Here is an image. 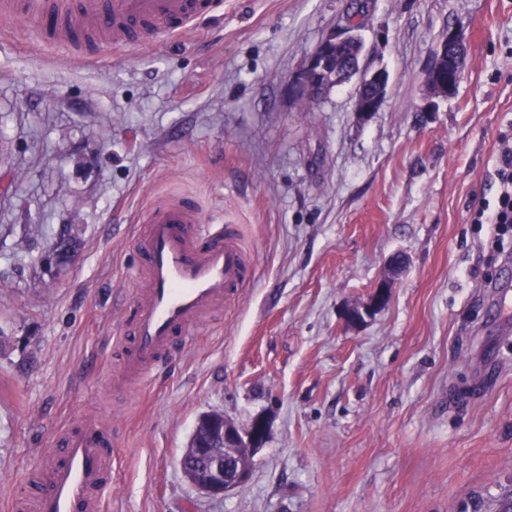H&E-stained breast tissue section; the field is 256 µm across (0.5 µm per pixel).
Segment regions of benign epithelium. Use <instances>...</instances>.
<instances>
[{
	"label": "benign epithelium",
	"mask_w": 512,
	"mask_h": 512,
	"mask_svg": "<svg viewBox=\"0 0 512 512\" xmlns=\"http://www.w3.org/2000/svg\"><path fill=\"white\" fill-rule=\"evenodd\" d=\"M356 27L351 24L339 30H332L320 41L307 58L299 73L288 83V94L296 104H302L315 96L318 87L326 85L330 71L336 65V46L355 36ZM464 37L459 29L448 31L441 41L454 51V57L460 58L463 52ZM346 80L357 78L355 88L356 112L369 116L379 110L384 95L369 99L363 95V88L370 83L387 85L388 76L383 69L368 70L355 65L345 73ZM427 89L435 98L445 97L456 87L453 79H443L437 63H432L425 80ZM392 277L381 280L365 304H352L345 309V320L358 325L365 321L374 310L382 307L389 298ZM210 424L204 442L194 445L198 464H188L181 459V468L189 476L200 475L203 480L196 487L211 495L222 496L224 493L239 488L250 478V454L263 444L266 435V423L255 419L245 429L222 413H209Z\"/></svg>",
	"instance_id": "obj_1"
}]
</instances>
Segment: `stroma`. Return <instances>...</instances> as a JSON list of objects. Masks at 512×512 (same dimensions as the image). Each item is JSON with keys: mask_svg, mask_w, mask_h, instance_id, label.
I'll list each match as a JSON object with an SVG mask.
<instances>
[{"mask_svg": "<svg viewBox=\"0 0 512 512\" xmlns=\"http://www.w3.org/2000/svg\"><path fill=\"white\" fill-rule=\"evenodd\" d=\"M350 4L220 0L183 34L77 62L0 25V512L90 418L115 438L103 512H494L512 491V316L491 291L512 262L470 221L512 124V0H368L378 112L358 115L350 83L294 104L289 78ZM455 27L462 78L433 98ZM171 198L231 228L250 277L146 385L116 386L135 236ZM396 255L387 304L350 326ZM211 411L268 425L221 497L180 468ZM452 61L448 56V62L444 61L443 66L448 68V79L447 81H443V74L441 70H439L435 59L432 64L429 66L427 75H426V86L429 90L430 94L435 98L445 97L448 94L452 93L456 87V83L452 79V75L449 74L451 68H454L452 65ZM452 65V66H451ZM451 66V67H449Z\"/></svg>", "mask_w": 512, "mask_h": 512, "instance_id": "stroma-1", "label": "stroma"}]
</instances>
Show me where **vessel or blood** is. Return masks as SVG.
Here are the masks:
<instances>
[{"mask_svg": "<svg viewBox=\"0 0 512 512\" xmlns=\"http://www.w3.org/2000/svg\"><path fill=\"white\" fill-rule=\"evenodd\" d=\"M215 0H68L52 19L48 0H0V19L53 23V44L65 46L72 30L92 25L114 41L143 46L161 35L191 29ZM142 286L131 325L118 338L124 380L141 382L174 342L212 307L236 294L249 264L234 233L203 223L186 201L153 208L136 239ZM47 481L27 480L13 512L31 503L35 512H101L112 485V431L85 421L57 435L45 455Z\"/></svg>", "mask_w": 512, "mask_h": 512, "instance_id": "vessel-or-blood-1", "label": "vessel or blood"}]
</instances>
